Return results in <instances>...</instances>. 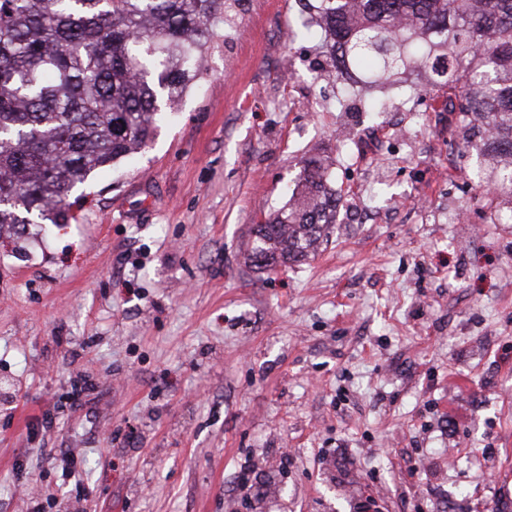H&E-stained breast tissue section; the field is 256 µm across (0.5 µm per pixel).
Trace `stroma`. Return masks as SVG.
<instances>
[{
    "label": "stroma",
    "mask_w": 512,
    "mask_h": 512,
    "mask_svg": "<svg viewBox=\"0 0 512 512\" xmlns=\"http://www.w3.org/2000/svg\"><path fill=\"white\" fill-rule=\"evenodd\" d=\"M305 14L245 0L75 221L0 237V512H512V223L480 144L405 83L337 102ZM312 149L332 238L258 268Z\"/></svg>",
    "instance_id": "obj_1"
}]
</instances>
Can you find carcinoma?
<instances>
[{"label": "carcinoma", "instance_id": "cac0c4a2", "mask_svg": "<svg viewBox=\"0 0 512 512\" xmlns=\"http://www.w3.org/2000/svg\"><path fill=\"white\" fill-rule=\"evenodd\" d=\"M233 0H0V234L70 218L96 169L144 150L202 74ZM317 39L338 99L365 111L396 85L457 101L481 141L476 176L512 205V0H315ZM343 206L329 159L304 156L288 201L256 225L261 269L328 245Z\"/></svg>", "mask_w": 512, "mask_h": 512}]
</instances>
